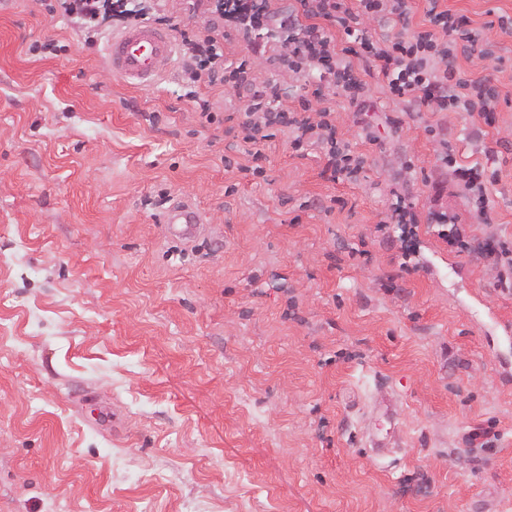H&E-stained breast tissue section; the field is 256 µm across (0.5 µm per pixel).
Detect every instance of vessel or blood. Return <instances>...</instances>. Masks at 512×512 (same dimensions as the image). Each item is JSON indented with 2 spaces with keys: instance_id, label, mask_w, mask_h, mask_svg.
Returning <instances> with one entry per match:
<instances>
[{
  "instance_id": "obj_1",
  "label": "vessel or blood",
  "mask_w": 512,
  "mask_h": 512,
  "mask_svg": "<svg viewBox=\"0 0 512 512\" xmlns=\"http://www.w3.org/2000/svg\"><path fill=\"white\" fill-rule=\"evenodd\" d=\"M106 52L113 74L129 85L148 86L171 59L174 43L167 32L142 23L114 35ZM166 221L179 235L190 239L196 235L201 218L192 204L179 202L169 209Z\"/></svg>"
}]
</instances>
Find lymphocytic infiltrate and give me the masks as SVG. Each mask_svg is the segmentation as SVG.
<instances>
[{"mask_svg":"<svg viewBox=\"0 0 512 512\" xmlns=\"http://www.w3.org/2000/svg\"><path fill=\"white\" fill-rule=\"evenodd\" d=\"M130 0H56L49 13H61L86 33L98 32L109 22L125 23L139 11ZM301 19H275L269 0H215V6L196 30L182 33L184 72L191 82L211 85L225 81L250 87V98L243 111L228 114L231 132L242 134L244 142L257 143L272 137L275 128L287 127L291 145L300 151L317 145L324 151L325 168L332 180H354L362 173L366 159L354 153L339 137L333 110L320 107L317 117L286 112L279 105L277 85H252L250 64L241 61L234 69L224 67V31L233 29L243 36L278 24L286 39V51L279 57L281 66L296 74L316 73L349 103L366 107L368 84L361 73L375 69L395 99L413 103L433 112H475L492 120L499 95L489 79L462 76L458 60L485 58L486 43L467 28L465 17L440 8L439 0H427L428 25L410 36L383 40L365 33L367 21L393 16L407 19L410 0H298ZM337 23L349 45L337 48L325 29V22ZM444 161L458 181L469 190L480 212L489 209L487 186L493 178L485 168L461 167L453 150H446Z\"/></svg>","mask_w":512,"mask_h":512,"instance_id":"f902f5d3","label":"lymphocytic infiltrate"}]
</instances>
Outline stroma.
I'll list each match as a JSON object with an SVG mask.
<instances>
[{
	"instance_id": "stroma-1",
	"label": "stroma",
	"mask_w": 512,
	"mask_h": 512,
	"mask_svg": "<svg viewBox=\"0 0 512 512\" xmlns=\"http://www.w3.org/2000/svg\"><path fill=\"white\" fill-rule=\"evenodd\" d=\"M210 2L144 20L176 40ZM440 4L491 44L458 65L498 110L415 113L371 73L373 139L330 102L366 158L354 182L288 129L226 135L248 89L187 83L181 54L131 87L111 29L89 45L39 0L0 5V512H512V293L479 250L512 242V0ZM284 49L276 27L224 33L225 64L255 57L254 85L298 112L316 80L272 66ZM447 145L495 172L489 216ZM397 193L419 225L409 271L378 229ZM179 201L194 240L164 221ZM488 425L497 448L470 445Z\"/></svg>"
}]
</instances>
